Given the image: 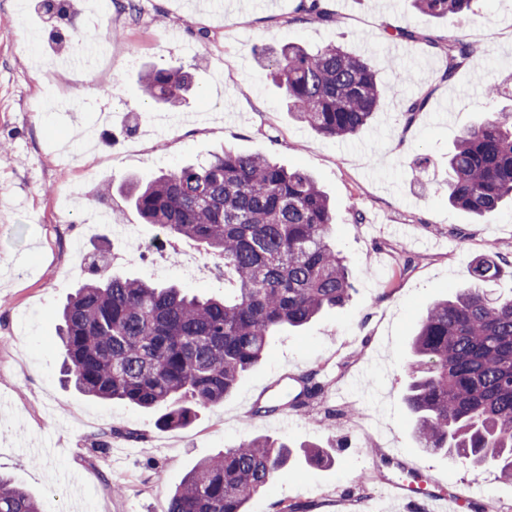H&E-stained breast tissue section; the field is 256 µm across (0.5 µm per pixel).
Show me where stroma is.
<instances>
[{
  "instance_id": "obj_1",
  "label": "stroma",
  "mask_w": 512,
  "mask_h": 512,
  "mask_svg": "<svg viewBox=\"0 0 512 512\" xmlns=\"http://www.w3.org/2000/svg\"><path fill=\"white\" fill-rule=\"evenodd\" d=\"M141 0L130 18L112 0H76L64 53L31 0H0V475L43 512H163L168 494L203 459L246 434L314 444L324 468L297 458L250 503L251 512H404L387 495L406 469L431 473L460 512H512V482L496 469L420 447L404 393L410 341L426 308L468 282L471 260L495 246L508 260L489 293H512V207L481 220L448 203V153L459 133L512 97L488 99L480 71L512 78V0H480L475 13L435 19L410 0H325L332 22L297 20L298 0ZM422 34L389 55L387 26ZM456 35L477 54L449 83L427 38ZM335 42L368 59L386 93L355 137L326 138L291 115L267 75L274 50ZM71 57L62 66L59 56ZM194 75L186 103L150 105L148 67ZM428 95L413 123L408 99ZM230 147L305 170L330 196L331 241L355 271L349 302L299 330L272 336L264 359L223 403L187 427L161 429L157 412L77 392L62 374L59 311L94 271L108 267L212 295L224 270L188 278L157 225L117 192L126 178L206 162ZM426 162L423 177L414 167ZM95 174L86 177L85 166ZM120 213L153 241L159 263L112 262V238L91 233L86 211ZM319 371L322 396L280 422L252 416L284 376Z\"/></svg>"
}]
</instances>
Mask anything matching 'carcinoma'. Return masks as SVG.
I'll list each match as a JSON object with an SVG mask.
<instances>
[{"label":"carcinoma","mask_w":512,"mask_h":512,"mask_svg":"<svg viewBox=\"0 0 512 512\" xmlns=\"http://www.w3.org/2000/svg\"><path fill=\"white\" fill-rule=\"evenodd\" d=\"M478 0H412L434 17L474 12ZM36 7L67 20L70 0ZM301 19L332 21L320 0H300ZM444 56L440 81L469 66L477 47L462 37L433 41ZM270 76L288 111L317 133L347 138L379 107L383 89L362 57L333 42L309 50L281 46ZM489 98L502 84L474 73ZM144 94L169 110L183 105L187 72L149 68ZM139 216L167 235L194 240L224 261V294L199 297L103 270L62 310L60 340L67 372L85 396L119 399L162 411L159 425L191 424L201 406L224 401L240 375L261 361L269 339L343 305L352 290L347 260L330 241L335 215L328 195L305 171L265 156L224 150L210 160L132 180ZM512 200V110L463 131L448 153V202L476 217ZM503 268L496 256L470 264V283L433 303L413 337L404 394L421 447L492 464L512 482V294L487 295ZM288 397L271 395L253 415L297 411L319 399L317 372L290 378ZM291 445L248 435L234 448L197 463L167 499L165 512H248L246 505L288 466ZM0 512H42L25 489L0 476Z\"/></svg>","instance_id":"cac0c4a2"}]
</instances>
